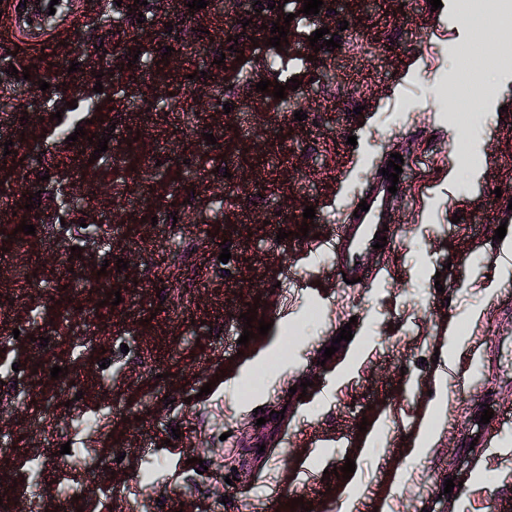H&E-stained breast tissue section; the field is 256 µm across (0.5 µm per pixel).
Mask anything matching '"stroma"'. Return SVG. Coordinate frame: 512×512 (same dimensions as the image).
<instances>
[{"instance_id":"obj_1","label":"stroma","mask_w":512,"mask_h":512,"mask_svg":"<svg viewBox=\"0 0 512 512\" xmlns=\"http://www.w3.org/2000/svg\"><path fill=\"white\" fill-rule=\"evenodd\" d=\"M111 3L74 10L47 41H4L29 76L0 68V95L35 102L22 114L0 111V185L13 192L0 206V359L20 366L0 384V490L27 486L26 495L1 500L0 512H97L104 504L111 512H302L298 498L312 512H512V422L499 417L512 409V42L468 82L461 51L472 28L429 0H334V50L314 49L315 25L285 5L292 21L284 50L253 45L256 25L243 27L210 83L235 69L239 100L273 103L272 92L256 88L262 76L301 99L305 120L214 112V145L172 136L171 161L147 169L150 135L165 127L145 106L201 46V32L219 25L206 9L165 8L137 37L112 25ZM88 32L104 57L81 52ZM142 39L172 49L145 57L154 83L134 72L113 87L114 61ZM65 56L79 66L81 93L40 89ZM291 78L298 89L287 88ZM455 81L465 102L495 89L464 143L458 111L434 103L440 86ZM117 112L126 115L117 137L89 159L88 135L105 136ZM79 126L84 138L68 145ZM8 140L24 141L25 150L6 154ZM280 145L288 163L274 172L268 158ZM393 153L407 173L397 238L385 255L365 257L381 277L350 287L321 244L335 238ZM220 168L246 199H259L255 222L237 221L216 181L201 189L199 213L182 212V189ZM49 178L69 180L81 200L63 226L54 221L59 198L45 192ZM117 185L131 198L150 187L178 227L154 222V209L139 205L111 223ZM35 193L40 205L27 208ZM23 222L36 232L21 239L13 231ZM502 224L508 233L494 241ZM282 227L291 235L280 241ZM121 259L126 269L117 268ZM288 279L290 299L281 288ZM114 291L116 306L105 301ZM252 303L271 328L242 346ZM312 305L321 319L279 359L289 325ZM450 319L465 346L455 361L435 353ZM346 325L353 337L338 341ZM334 343L338 351L323 359ZM304 381L301 397L293 388ZM249 386L253 394L241 397ZM433 399V442L407 457L405 432ZM487 408L494 416L484 424ZM102 412L106 429L84 423ZM65 443L70 453H61ZM103 458L111 468L99 467ZM349 458L354 474L337 476ZM450 477L458 486L448 494Z\"/></svg>"}]
</instances>
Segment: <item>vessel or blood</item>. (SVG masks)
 Returning a JSON list of instances; mask_svg holds the SVG:
<instances>
[{
	"label": "vessel or blood",
	"instance_id": "obj_1",
	"mask_svg": "<svg viewBox=\"0 0 512 512\" xmlns=\"http://www.w3.org/2000/svg\"><path fill=\"white\" fill-rule=\"evenodd\" d=\"M74 0H23L19 11L13 12L10 25L16 37L33 39L48 35L54 23L62 20L70 11ZM385 175L374 174L365 190L360 194L369 208L360 214H346L336 237L337 271L347 279L372 280L374 269L358 264L363 252L372 250L377 236L395 239V231L389 230L394 210L399 201L392 195Z\"/></svg>",
	"mask_w": 512,
	"mask_h": 512
}]
</instances>
